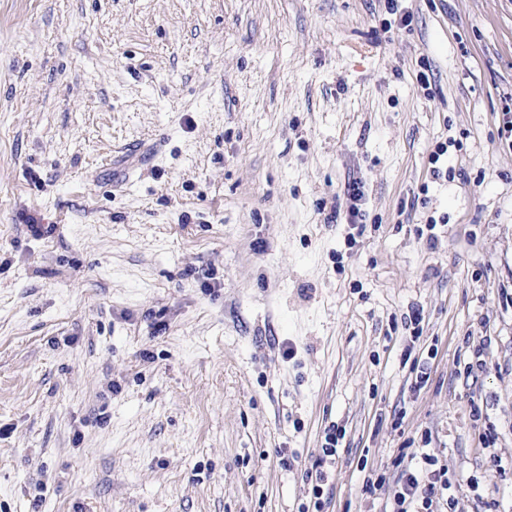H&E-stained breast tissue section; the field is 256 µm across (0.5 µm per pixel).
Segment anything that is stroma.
<instances>
[{
  "label": "stroma",
  "mask_w": 512,
  "mask_h": 512,
  "mask_svg": "<svg viewBox=\"0 0 512 512\" xmlns=\"http://www.w3.org/2000/svg\"><path fill=\"white\" fill-rule=\"evenodd\" d=\"M400 5L0 0V512H512V0ZM341 435L336 433L335 426L324 432V443L321 446L322 458L316 464L315 484L312 486V494L318 498L321 492V483L327 478L326 473L320 469L326 457H335L337 454V446ZM319 469V470H318ZM435 461L428 454H421L415 465H408L395 479L396 490L385 506V512H433L434 500L448 490L445 471L432 470ZM389 506V509H387Z\"/></svg>",
  "instance_id": "stroma-1"
}]
</instances>
